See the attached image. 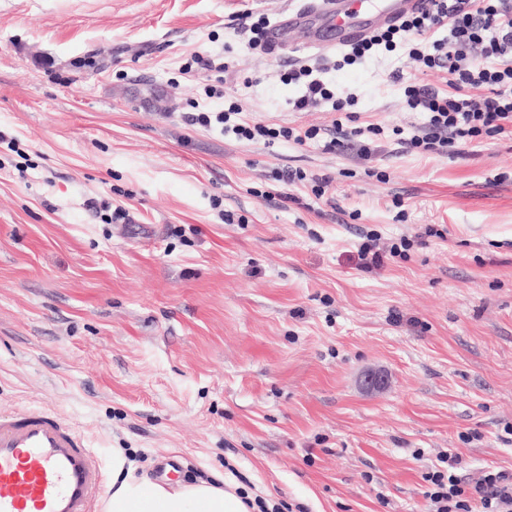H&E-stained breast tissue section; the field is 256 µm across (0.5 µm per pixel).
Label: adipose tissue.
<instances>
[{
	"label": "adipose tissue",
	"instance_id": "adipose-tissue-1",
	"mask_svg": "<svg viewBox=\"0 0 512 512\" xmlns=\"http://www.w3.org/2000/svg\"><path fill=\"white\" fill-rule=\"evenodd\" d=\"M253 498L233 481L199 480L155 483L112 469V496L103 512H253Z\"/></svg>",
	"mask_w": 512,
	"mask_h": 512
}]
</instances>
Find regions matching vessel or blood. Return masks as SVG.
I'll list each match as a JSON object with an SVG mask.
<instances>
[{
  "label": "vessel or blood",
  "instance_id": "obj_1",
  "mask_svg": "<svg viewBox=\"0 0 512 512\" xmlns=\"http://www.w3.org/2000/svg\"><path fill=\"white\" fill-rule=\"evenodd\" d=\"M429 6L430 0H315L312 9L282 14L268 40L284 52L289 33L300 30L306 47L339 50ZM104 488L98 457L61 415L27 408L0 417V512H91Z\"/></svg>",
  "mask_w": 512,
  "mask_h": 512
}]
</instances>
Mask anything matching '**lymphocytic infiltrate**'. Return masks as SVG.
<instances>
[{
  "mask_svg": "<svg viewBox=\"0 0 512 512\" xmlns=\"http://www.w3.org/2000/svg\"><path fill=\"white\" fill-rule=\"evenodd\" d=\"M445 26L450 29L446 42L435 37ZM404 42L411 43L410 53L422 67L447 69L453 87L448 94L415 83L406 88L408 108L427 112L428 122L420 133L403 140L404 148L444 155L449 148L504 133L512 125V0H431L429 10L378 31L342 61L350 65L373 48L390 51ZM475 45L481 48L477 58L469 53ZM290 76L304 87L293 103L295 110L328 101L339 111L354 101L350 95L337 98L311 66L292 69ZM183 119L193 128L216 125L237 139L267 145L278 140L303 144L320 134L316 128L272 127L244 119L235 104L224 112H188ZM461 462L458 451H444L423 473L428 512H512V470L489 469L470 483L458 473Z\"/></svg>",
  "mask_w": 512,
  "mask_h": 512,
  "instance_id": "f902f5d3",
  "label": "lymphocytic infiltrate"
}]
</instances>
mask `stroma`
Here are the masks:
<instances>
[{"label": "stroma", "mask_w": 512, "mask_h": 512, "mask_svg": "<svg viewBox=\"0 0 512 512\" xmlns=\"http://www.w3.org/2000/svg\"><path fill=\"white\" fill-rule=\"evenodd\" d=\"M310 2L0 0V416L49 407L104 468L152 480L225 473L299 512H425L440 452L473 480L512 470V134L445 156L396 144L425 121L406 85L451 90L404 47L341 68L338 51L248 48L243 11ZM202 51L228 65L223 98L181 71ZM298 62L355 94L356 127L383 131L375 159L185 125L234 102L330 128L331 103L293 108ZM275 169L332 183L318 198ZM368 236L381 267L361 266ZM369 370L385 389L362 388ZM90 207L95 209L96 213L100 214V218L103 223L106 224H117L125 223L130 221L129 212L122 206H116L112 209V203L109 201L101 200L100 202L94 200L90 201ZM104 212V213H102ZM104 216V217H102Z\"/></svg>", "instance_id": "1"}]
</instances>
